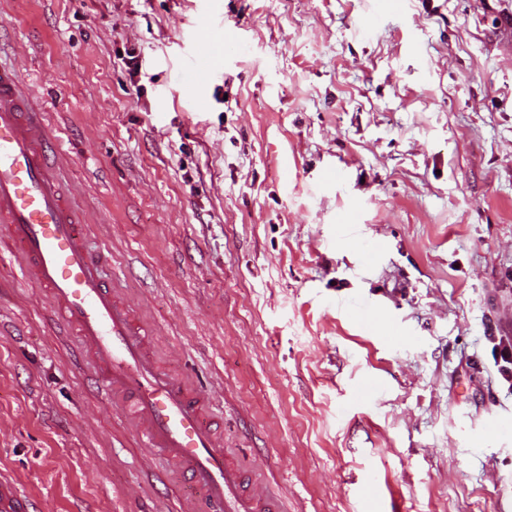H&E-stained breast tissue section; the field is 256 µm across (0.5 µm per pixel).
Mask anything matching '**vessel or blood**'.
<instances>
[{"label":"vessel or blood","mask_w":512,"mask_h":512,"mask_svg":"<svg viewBox=\"0 0 512 512\" xmlns=\"http://www.w3.org/2000/svg\"><path fill=\"white\" fill-rule=\"evenodd\" d=\"M206 51L191 64L205 82L231 36L202 20ZM91 225L65 188L57 144L15 66L0 63V237L25 275L54 300L66 330L75 332L94 376L139 433L181 472L196 512H283L277 496L254 487L221 444L213 403L172 376L152 351L156 331L118 294L105 254L90 243ZM0 512H34L32 500L0 479Z\"/></svg>","instance_id":"obj_1"}]
</instances>
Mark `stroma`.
Instances as JSON below:
<instances>
[{"mask_svg":"<svg viewBox=\"0 0 512 512\" xmlns=\"http://www.w3.org/2000/svg\"><path fill=\"white\" fill-rule=\"evenodd\" d=\"M200 16L235 42L191 92ZM0 61L159 362L287 512H512L484 436L512 420V0H0ZM0 477L40 512L191 509L9 256Z\"/></svg>","mask_w":512,"mask_h":512,"instance_id":"stroma-1","label":"stroma"}]
</instances>
